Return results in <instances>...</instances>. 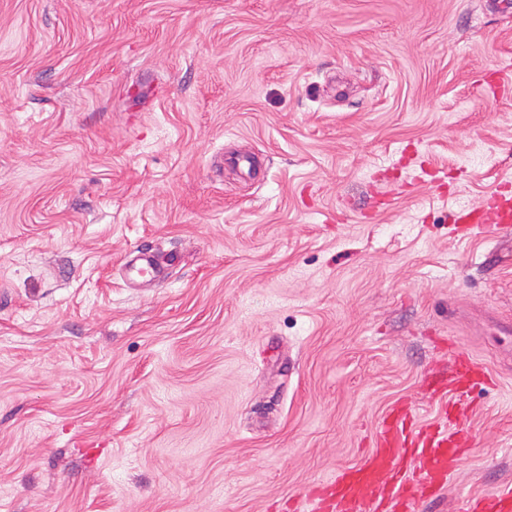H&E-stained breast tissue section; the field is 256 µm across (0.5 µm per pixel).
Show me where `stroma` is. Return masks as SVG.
I'll list each match as a JSON object with an SVG mask.
<instances>
[{
    "label": "stroma",
    "instance_id": "obj_1",
    "mask_svg": "<svg viewBox=\"0 0 512 512\" xmlns=\"http://www.w3.org/2000/svg\"><path fill=\"white\" fill-rule=\"evenodd\" d=\"M498 3L0 0V512H303L446 340L496 384L422 512L512 483ZM461 231L471 237L491 238L512 223V198L501 193L487 197L479 206L458 215ZM135 260L124 264L125 276L130 283L137 280L152 283L161 275V265L154 255L148 252H139Z\"/></svg>",
    "mask_w": 512,
    "mask_h": 512
}]
</instances>
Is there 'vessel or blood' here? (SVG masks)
<instances>
[{
	"label": "vessel or blood",
	"instance_id": "1",
	"mask_svg": "<svg viewBox=\"0 0 512 512\" xmlns=\"http://www.w3.org/2000/svg\"><path fill=\"white\" fill-rule=\"evenodd\" d=\"M457 221L469 236L494 237L512 226V198L492 194ZM124 270L132 283L161 275L160 263L147 252L127 261ZM448 360L452 367L441 384L425 389L440 402L439 421L421 422L410 405L395 406L381 419L375 446L359 466L308 489L305 512H418L421 499L447 483L460 449L472 444L471 393L492 382L475 359L452 352ZM462 512H512V489L470 497Z\"/></svg>",
	"mask_w": 512,
	"mask_h": 512
}]
</instances>
